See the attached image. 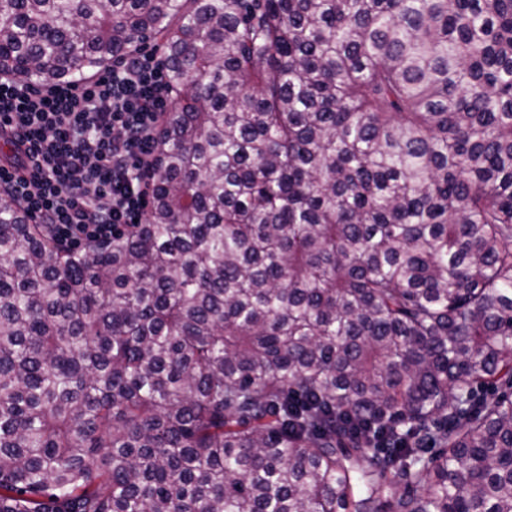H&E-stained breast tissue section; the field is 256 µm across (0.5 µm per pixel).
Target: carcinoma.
<instances>
[{"mask_svg":"<svg viewBox=\"0 0 512 512\" xmlns=\"http://www.w3.org/2000/svg\"><path fill=\"white\" fill-rule=\"evenodd\" d=\"M152 42L144 223L0 191V512H512V0H0L20 87Z\"/></svg>","mask_w":512,"mask_h":512,"instance_id":"carcinoma-1","label":"carcinoma"}]
</instances>
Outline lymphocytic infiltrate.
Returning <instances> with one entry per match:
<instances>
[{
  "label": "lymphocytic infiltrate",
  "mask_w": 512,
  "mask_h": 512,
  "mask_svg": "<svg viewBox=\"0 0 512 512\" xmlns=\"http://www.w3.org/2000/svg\"><path fill=\"white\" fill-rule=\"evenodd\" d=\"M171 100L155 51L89 81L23 88L0 78V184L64 246L106 240L144 217Z\"/></svg>",
  "instance_id": "1"
}]
</instances>
